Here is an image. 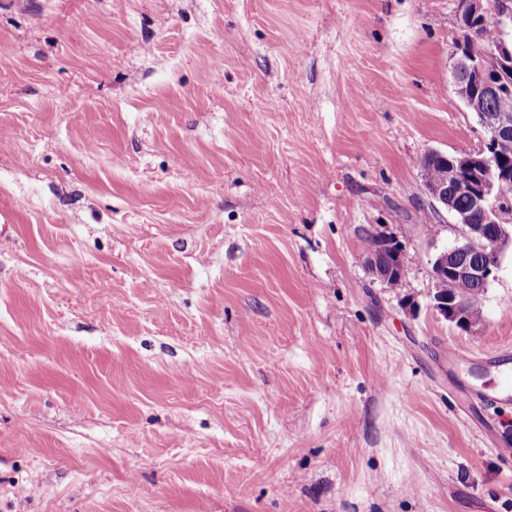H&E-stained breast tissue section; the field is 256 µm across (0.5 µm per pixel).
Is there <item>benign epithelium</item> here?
Listing matches in <instances>:
<instances>
[{
  "label": "benign epithelium",
  "mask_w": 512,
  "mask_h": 512,
  "mask_svg": "<svg viewBox=\"0 0 512 512\" xmlns=\"http://www.w3.org/2000/svg\"><path fill=\"white\" fill-rule=\"evenodd\" d=\"M457 22L452 84L467 110L477 116L483 137L475 150L428 152L444 172L437 179L423 169L420 174L433 210L448 213L460 225V238L432 263L435 282L448 284L436 289L432 307L444 320L469 331L477 326L473 304L456 294L457 283L466 280L486 290L496 279L504 253L512 249V204L500 196V188L512 182V113L488 110L490 100L512 92V0H462ZM490 23L497 27L498 38L488 56L476 57L470 42L480 26ZM476 210L484 214V223L471 222ZM403 256L399 241L380 236L364 263L375 280L386 284L405 279Z\"/></svg>",
  "instance_id": "benign-epithelium-1"
}]
</instances>
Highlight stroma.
Segmentation results:
<instances>
[{
    "label": "stroma",
    "mask_w": 512,
    "mask_h": 512,
    "mask_svg": "<svg viewBox=\"0 0 512 512\" xmlns=\"http://www.w3.org/2000/svg\"><path fill=\"white\" fill-rule=\"evenodd\" d=\"M458 2L0 0V512H512V405L453 396L512 252L432 308ZM378 240V244L364 255L368 272L383 284L396 279L403 282L405 275L402 244L392 237L380 236Z\"/></svg>",
    "instance_id": "35a3bbf8"
}]
</instances>
